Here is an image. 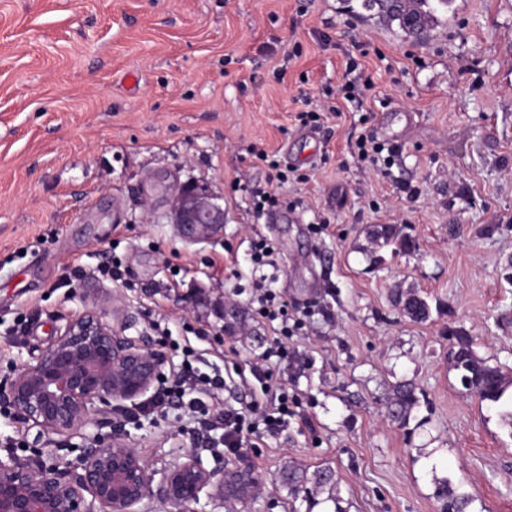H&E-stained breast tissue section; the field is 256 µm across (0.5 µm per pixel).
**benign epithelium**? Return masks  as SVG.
<instances>
[{
  "instance_id": "7a95c632",
  "label": "benign epithelium",
  "mask_w": 512,
  "mask_h": 512,
  "mask_svg": "<svg viewBox=\"0 0 512 512\" xmlns=\"http://www.w3.org/2000/svg\"><path fill=\"white\" fill-rule=\"evenodd\" d=\"M395 16L422 43L420 16L405 0H391ZM170 223L187 244L211 240L224 230V208L207 187L184 182L173 187ZM115 328L106 315L86 310L32 364L6 385L0 397L21 424L37 428L33 438L83 434L94 416L133 402L150 392L166 364L160 348L148 347ZM76 473L46 464L0 460V512H140L146 500L188 505L210 488L224 498V487L238 479L257 488L246 464L222 473L208 469L200 455L158 471L116 436L94 435L90 448L74 465ZM160 479H155V476Z\"/></svg>"
}]
</instances>
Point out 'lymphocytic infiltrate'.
Returning <instances> with one entry per match:
<instances>
[{"instance_id":"f902f5d3","label":"lymphocytic infiltrate","mask_w":512,"mask_h":512,"mask_svg":"<svg viewBox=\"0 0 512 512\" xmlns=\"http://www.w3.org/2000/svg\"><path fill=\"white\" fill-rule=\"evenodd\" d=\"M275 247L271 240L256 238L250 247V258L261 274L255 282L254 301L258 313L277 325L274 346L264 353L260 361L250 364L248 369H237L242 387L251 395L250 400L240 404H225L224 416L212 419L205 407L206 398L215 390L224 388L225 379L195 372L192 366L175 371L171 380L163 385L143 405L146 414H163L174 406L188 407L194 415L202 439H210L212 432H219L223 451L235 455L241 449L254 447L256 441L274 437L283 432L301 400L298 394L289 392L283 384L274 380V363L286 362L291 358L288 341L307 333L303 320H290L288 300L283 293L273 291L268 284L269 276L264 269L274 266Z\"/></svg>"}]
</instances>
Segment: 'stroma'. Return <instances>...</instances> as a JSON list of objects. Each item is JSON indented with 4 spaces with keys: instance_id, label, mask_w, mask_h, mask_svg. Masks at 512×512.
<instances>
[{
    "instance_id": "1",
    "label": "stroma",
    "mask_w": 512,
    "mask_h": 512,
    "mask_svg": "<svg viewBox=\"0 0 512 512\" xmlns=\"http://www.w3.org/2000/svg\"><path fill=\"white\" fill-rule=\"evenodd\" d=\"M437 15L416 45L361 0H0V382L74 315L115 305L166 370L190 352L209 374L247 366L274 337L248 302L260 235L277 243L276 290L322 309L276 372L305 394L300 416L241 456L197 447L190 416L128 401L87 437L38 444L0 403V459L20 439L19 458L73 463L120 420L153 468L193 451L219 472L252 466L256 499L204 491L191 512H306L279 485L288 466L332 469L343 512H437V477L469 512H512V405L479 402L448 360L459 331L512 374V0H451ZM350 69L371 89L359 106L337 99L308 160L296 96L320 98ZM363 133L390 164L359 160ZM258 150L292 151L308 182H269ZM189 179L224 208L223 234L198 245L168 222L170 190ZM254 186L297 201V222L255 221ZM382 224L414 249L377 242ZM114 256L130 287L97 273ZM400 294L425 299L428 319L404 314ZM405 380L418 402L401 426L389 402Z\"/></svg>"
}]
</instances>
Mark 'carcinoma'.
Wrapping results in <instances>:
<instances>
[{
    "label": "carcinoma",
    "instance_id": "carcinoma-1",
    "mask_svg": "<svg viewBox=\"0 0 512 512\" xmlns=\"http://www.w3.org/2000/svg\"><path fill=\"white\" fill-rule=\"evenodd\" d=\"M376 239L385 243H394L399 251L413 248V241L397 234L393 228L383 226L372 230ZM405 312L417 321L429 317L428 304L416 295L403 300ZM457 345L450 352L451 364L460 373L463 386L470 390L480 401L497 403L506 391L508 376L499 368L491 367L473 351V339L463 334L456 337ZM418 402L416 386L410 381L398 383L393 390L391 417L398 423L406 421L408 410ZM281 487L287 490L288 496L296 501H309L314 492L324 490L334 484V472L329 468L317 469L313 473L294 467H286L279 474ZM435 499L440 508L447 512H466L470 498L447 477L434 479Z\"/></svg>",
    "mask_w": 512,
    "mask_h": 512
}]
</instances>
